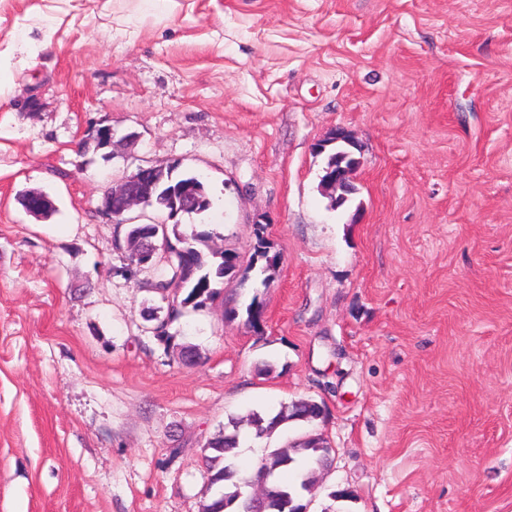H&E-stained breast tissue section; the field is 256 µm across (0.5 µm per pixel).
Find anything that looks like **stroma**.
I'll return each instance as SVG.
<instances>
[{
	"label": "stroma",
	"instance_id": "stroma-1",
	"mask_svg": "<svg viewBox=\"0 0 512 512\" xmlns=\"http://www.w3.org/2000/svg\"><path fill=\"white\" fill-rule=\"evenodd\" d=\"M0 57V512H202L207 440L300 399L322 419L237 464L323 435L309 512H512V0H0ZM98 123L111 156L79 150ZM170 162L213 201L184 224L245 264L266 224L282 261L168 345L100 202ZM339 143H343L345 145H351L352 143V138L349 131L341 126L332 130L331 135L328 138V144L321 145L324 147L326 145L332 146L330 153L327 156L326 166L324 168V175L322 176V179H324L326 175V170L333 164H336V146H333V144L337 145ZM358 164L359 162L357 159L352 158L349 166H341L340 170L336 171V175L325 177L324 183L331 187L332 190L341 189L342 191H345L347 186L351 184L349 178L353 174V171L357 168Z\"/></svg>",
	"mask_w": 512,
	"mask_h": 512
}]
</instances>
